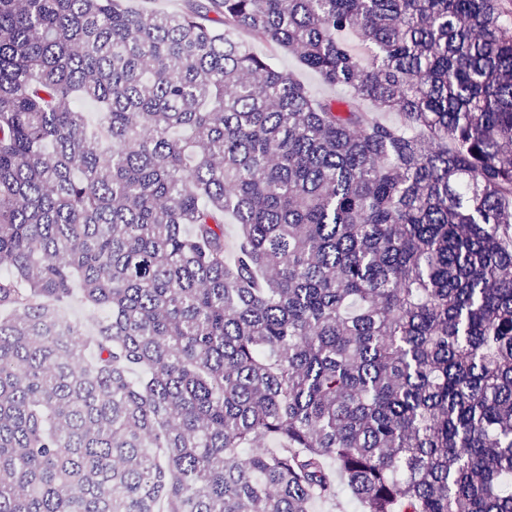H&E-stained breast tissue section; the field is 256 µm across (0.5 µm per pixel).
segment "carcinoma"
I'll list each match as a JSON object with an SVG mask.
<instances>
[{"mask_svg": "<svg viewBox=\"0 0 512 512\" xmlns=\"http://www.w3.org/2000/svg\"><path fill=\"white\" fill-rule=\"evenodd\" d=\"M1 265L0 512H512V0H0ZM134 9L148 12L175 14L186 7V0H127ZM279 65L281 69L293 73L295 78L314 94L336 95L340 93L338 89L325 85L319 75L302 68L297 57L291 52L280 53ZM65 309L72 316L63 309H48L44 315L41 327L48 330L53 336H59L63 340H68L70 336H74L78 331L79 325L74 319L80 323L87 333L92 330L95 315L85 306L78 290H75Z\"/></svg>", "mask_w": 512, "mask_h": 512, "instance_id": "1", "label": "carcinoma"}]
</instances>
